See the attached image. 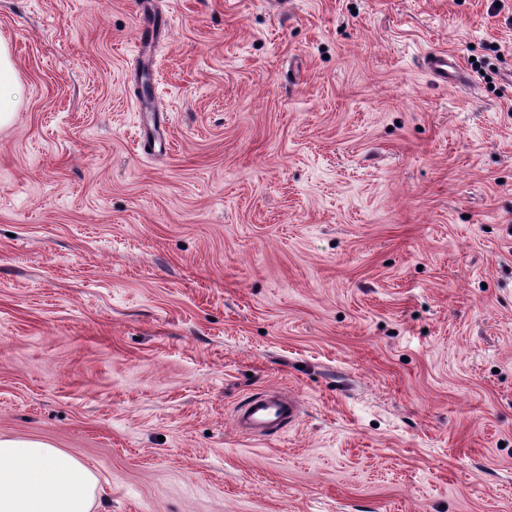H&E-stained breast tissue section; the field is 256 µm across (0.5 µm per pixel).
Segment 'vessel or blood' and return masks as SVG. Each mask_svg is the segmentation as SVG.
I'll return each mask as SVG.
<instances>
[{
	"mask_svg": "<svg viewBox=\"0 0 512 512\" xmlns=\"http://www.w3.org/2000/svg\"><path fill=\"white\" fill-rule=\"evenodd\" d=\"M165 30L164 24L146 17L137 22V57H149ZM300 414L296 396L268 392L250 398L238 410L237 425L241 432L266 437L293 423Z\"/></svg>",
	"mask_w": 512,
	"mask_h": 512,
	"instance_id": "1",
	"label": "vessel or blood"
}]
</instances>
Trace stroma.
Here are the masks:
<instances>
[{"label":"stroma","instance_id":"stroma-1","mask_svg":"<svg viewBox=\"0 0 512 512\" xmlns=\"http://www.w3.org/2000/svg\"><path fill=\"white\" fill-rule=\"evenodd\" d=\"M138 2L0 0V435L93 512H512V0H151L165 152ZM148 3L142 2V11L137 22V59L142 61L152 54L161 35L166 30L164 20L158 23L155 18L146 19L147 15L152 14L148 9ZM18 76L9 46L0 41V129L11 123L16 112ZM300 410L295 395L268 392L246 401L238 410L236 423L244 434L266 437L293 423Z\"/></svg>","mask_w":512,"mask_h":512}]
</instances>
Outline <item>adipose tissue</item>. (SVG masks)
Here are the masks:
<instances>
[{
    "mask_svg": "<svg viewBox=\"0 0 512 512\" xmlns=\"http://www.w3.org/2000/svg\"><path fill=\"white\" fill-rule=\"evenodd\" d=\"M99 480L39 440L0 436V512H91Z\"/></svg>",
    "mask_w": 512,
    "mask_h": 512,
    "instance_id": "obj_1",
    "label": "adipose tissue"
}]
</instances>
